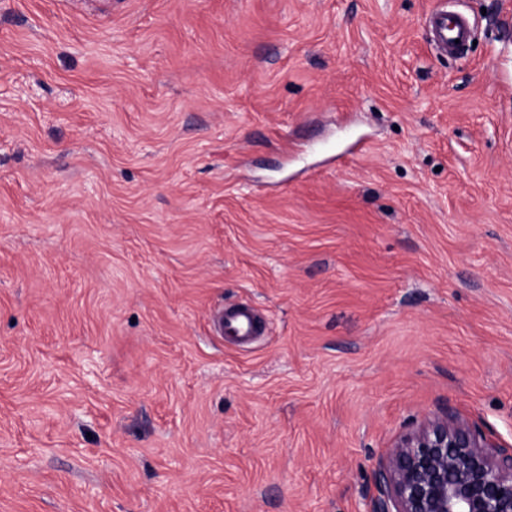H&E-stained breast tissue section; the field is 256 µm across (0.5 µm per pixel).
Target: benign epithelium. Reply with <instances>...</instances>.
I'll return each mask as SVG.
<instances>
[{"label": "benign epithelium", "mask_w": 512, "mask_h": 512, "mask_svg": "<svg viewBox=\"0 0 512 512\" xmlns=\"http://www.w3.org/2000/svg\"><path fill=\"white\" fill-rule=\"evenodd\" d=\"M369 512H512V450L449 412L379 462Z\"/></svg>", "instance_id": "obj_1"}]
</instances>
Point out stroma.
Returning a JSON list of instances; mask_svg holds the SVG:
<instances>
[{"label": "stroma", "instance_id": "stroma-1", "mask_svg": "<svg viewBox=\"0 0 512 512\" xmlns=\"http://www.w3.org/2000/svg\"><path fill=\"white\" fill-rule=\"evenodd\" d=\"M443 2L0 0V512H367L445 410L512 448V0L454 56ZM430 30L437 47L445 52L460 51L469 41L466 20L459 15L448 14V10L439 11L430 18ZM456 39L459 43H455ZM221 332L250 340L264 334L265 322L258 319L256 310L247 303L239 304L225 310L218 319Z\"/></svg>", "mask_w": 512, "mask_h": 512}]
</instances>
